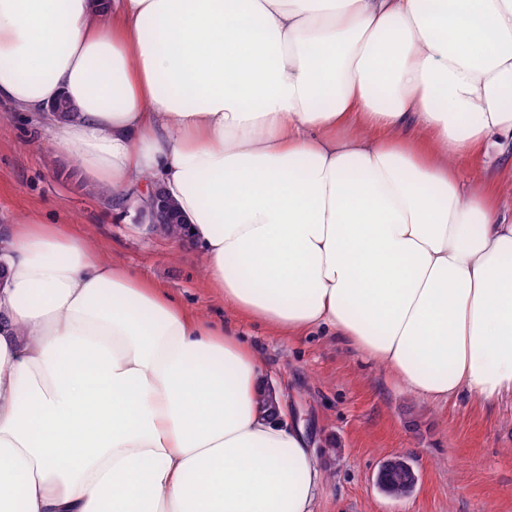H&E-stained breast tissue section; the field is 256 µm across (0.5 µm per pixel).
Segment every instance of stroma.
Masks as SVG:
<instances>
[{"instance_id":"obj_1","label":"stroma","mask_w":512,"mask_h":512,"mask_svg":"<svg viewBox=\"0 0 512 512\" xmlns=\"http://www.w3.org/2000/svg\"><path fill=\"white\" fill-rule=\"evenodd\" d=\"M28 215L88 234L110 261L167 288L190 312L235 326L259 349L329 469L318 512H512V397L435 406L333 337L277 336L224 308L197 252H175L148 235L135 212L116 219L111 198L96 194L76 161L1 100L0 229ZM394 456L408 458L419 476L402 498L374 482Z\"/></svg>"}]
</instances>
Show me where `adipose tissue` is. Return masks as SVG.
Wrapping results in <instances>:
<instances>
[{
  "label": "adipose tissue",
  "mask_w": 512,
  "mask_h": 512,
  "mask_svg": "<svg viewBox=\"0 0 512 512\" xmlns=\"http://www.w3.org/2000/svg\"><path fill=\"white\" fill-rule=\"evenodd\" d=\"M67 97L65 119L49 107ZM206 284L437 404L512 393V0H0V100ZM328 471L259 352L33 216L0 236V512H316ZM465 176H480L496 185L499 170L496 167H487L485 159L481 154L471 156L469 160L462 163Z\"/></svg>",
  "instance_id": "obj_1"
}]
</instances>
